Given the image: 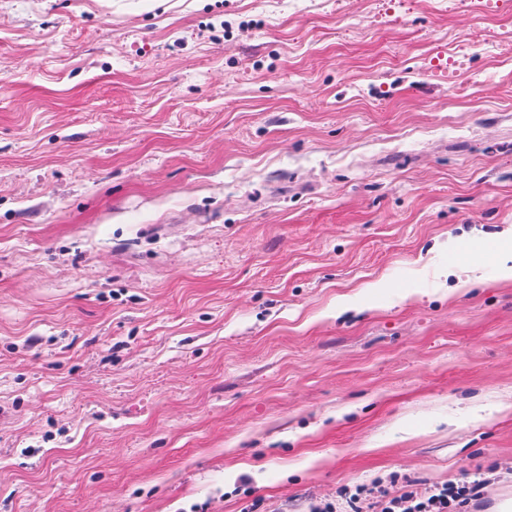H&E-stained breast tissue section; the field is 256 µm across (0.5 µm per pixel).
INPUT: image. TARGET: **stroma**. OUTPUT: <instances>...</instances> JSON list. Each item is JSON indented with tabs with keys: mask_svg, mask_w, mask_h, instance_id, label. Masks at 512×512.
<instances>
[{
	"mask_svg": "<svg viewBox=\"0 0 512 512\" xmlns=\"http://www.w3.org/2000/svg\"><path fill=\"white\" fill-rule=\"evenodd\" d=\"M512 0H0V512L512 502ZM481 487L473 483L469 487H458L453 484H448L440 490L438 494L432 495L426 501H411L409 499L398 498L391 500L390 503L394 505L396 512H447L451 503L457 499L465 496L461 502L468 499L475 500L480 495Z\"/></svg>",
	"mask_w": 512,
	"mask_h": 512,
	"instance_id": "obj_1",
	"label": "stroma"
}]
</instances>
